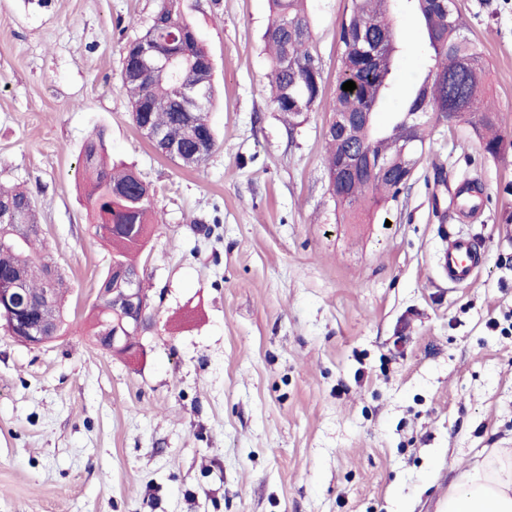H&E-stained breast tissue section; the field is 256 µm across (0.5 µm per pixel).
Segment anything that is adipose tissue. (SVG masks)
Here are the masks:
<instances>
[{"mask_svg": "<svg viewBox=\"0 0 512 512\" xmlns=\"http://www.w3.org/2000/svg\"><path fill=\"white\" fill-rule=\"evenodd\" d=\"M440 512H512V448L492 449L460 469Z\"/></svg>", "mask_w": 512, "mask_h": 512, "instance_id": "obj_1", "label": "adipose tissue"}]
</instances>
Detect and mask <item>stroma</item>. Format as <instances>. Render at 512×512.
Instances as JSON below:
<instances>
[{
  "mask_svg": "<svg viewBox=\"0 0 512 512\" xmlns=\"http://www.w3.org/2000/svg\"><path fill=\"white\" fill-rule=\"evenodd\" d=\"M512 112V0H456ZM159 0H0V184L31 195L70 288L66 336L0 328V512H431L487 448H512V147L431 126L412 180L367 223L328 191L329 112L289 125L269 94L270 0H181L215 64L218 146L182 167L141 136L120 48ZM350 0H306L327 91ZM423 71L397 61L380 110ZM104 131L161 222L138 264L150 299L135 356L82 322L109 252L90 239L81 149ZM472 181L483 206L452 213ZM479 244L467 285L439 255Z\"/></svg>",
  "mask_w": 512,
  "mask_h": 512,
  "instance_id": "1",
  "label": "stroma"
}]
</instances>
